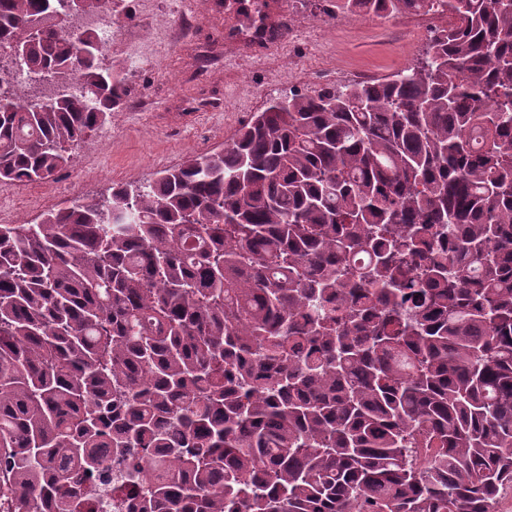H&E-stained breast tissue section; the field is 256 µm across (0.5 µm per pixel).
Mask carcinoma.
<instances>
[{
  "mask_svg": "<svg viewBox=\"0 0 512 512\" xmlns=\"http://www.w3.org/2000/svg\"><path fill=\"white\" fill-rule=\"evenodd\" d=\"M132 0H82L133 18ZM213 154L0 224V498L84 512H497L512 486V0ZM68 0H0V185L131 101ZM43 79L32 87L16 69ZM122 470V461L119 458H112V483L106 487L99 485V482L97 479L93 480L91 483V486L97 494L105 495L108 497L111 507L109 509V512H126L124 508V503L122 502V498L117 492L112 491V486H114L120 471Z\"/></svg>",
  "mask_w": 512,
  "mask_h": 512,
  "instance_id": "1",
  "label": "carcinoma"
}]
</instances>
